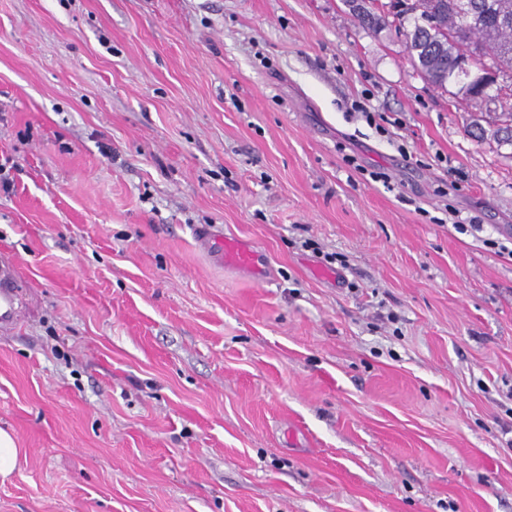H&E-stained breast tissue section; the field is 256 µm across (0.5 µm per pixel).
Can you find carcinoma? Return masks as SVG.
I'll return each instance as SVG.
<instances>
[{
	"mask_svg": "<svg viewBox=\"0 0 512 512\" xmlns=\"http://www.w3.org/2000/svg\"><path fill=\"white\" fill-rule=\"evenodd\" d=\"M480 2L482 12L469 21L456 9V0H398L401 9L392 14L393 23L413 69L438 90L446 92L453 83L463 45L472 49L477 66L507 78L490 96L496 105L493 120L486 128L475 126L474 136L512 147V24L497 21L500 14L512 17V0ZM456 87L454 95L464 101H485L474 85Z\"/></svg>",
	"mask_w": 512,
	"mask_h": 512,
	"instance_id": "obj_1",
	"label": "carcinoma"
}]
</instances>
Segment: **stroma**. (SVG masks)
Instances as JSON below:
<instances>
[{"instance_id":"35a3bbf8","label":"stroma","mask_w":512,"mask_h":512,"mask_svg":"<svg viewBox=\"0 0 512 512\" xmlns=\"http://www.w3.org/2000/svg\"><path fill=\"white\" fill-rule=\"evenodd\" d=\"M487 118L345 0H0V512H512ZM217 248L220 251L224 262H233L241 268L259 271L260 261L258 255L242 246L237 240L224 238L223 241H217ZM22 284L15 266L9 261L0 264V327H13L19 316ZM21 448H17L11 434L0 429V479L9 478L18 466Z\"/></svg>"}]
</instances>
